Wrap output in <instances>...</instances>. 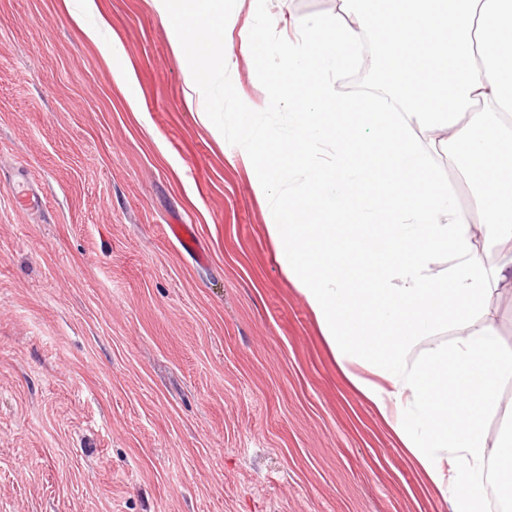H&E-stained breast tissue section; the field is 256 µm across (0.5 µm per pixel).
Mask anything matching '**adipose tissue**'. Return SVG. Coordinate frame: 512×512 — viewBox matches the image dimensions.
<instances>
[{"label":"adipose tissue","mask_w":512,"mask_h":512,"mask_svg":"<svg viewBox=\"0 0 512 512\" xmlns=\"http://www.w3.org/2000/svg\"><path fill=\"white\" fill-rule=\"evenodd\" d=\"M153 5L194 101L232 65L224 0ZM366 37L376 86L397 111L331 90V77L361 65ZM241 41L272 64L288 108L284 135L243 113L237 156L289 278L337 365L451 512H493L486 465L512 447V408L500 399L512 354L500 347L493 304L512 293V0H340L335 18H307L294 37L270 43L259 23ZM322 145L332 149L323 164L314 160ZM440 156L465 171L472 207L511 245L494 268L473 247L471 207L434 177ZM290 169L304 180L283 197L276 187ZM340 209L363 232L337 234ZM443 255L447 269L435 270ZM447 327L456 331L448 345L424 346Z\"/></svg>","instance_id":"1"}]
</instances>
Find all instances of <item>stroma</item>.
Segmentation results:
<instances>
[{"label": "stroma", "instance_id": "stroma-1", "mask_svg": "<svg viewBox=\"0 0 512 512\" xmlns=\"http://www.w3.org/2000/svg\"><path fill=\"white\" fill-rule=\"evenodd\" d=\"M98 4L113 58L64 0H0V512H448L337 365L236 159L243 108L288 130L241 45L251 0H224L210 127L152 0ZM266 11L276 42L336 0ZM19 173L39 209L11 203ZM166 234L171 240H175L180 247L192 253L199 263L207 262V254L201 247L198 228L194 224H169Z\"/></svg>", "mask_w": 512, "mask_h": 512}]
</instances>
